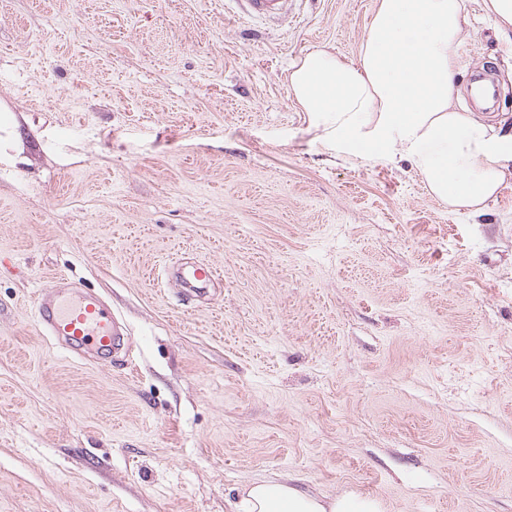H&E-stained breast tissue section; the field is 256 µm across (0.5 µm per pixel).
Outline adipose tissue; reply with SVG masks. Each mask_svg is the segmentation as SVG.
I'll return each mask as SVG.
<instances>
[{
    "instance_id": "ef3b65f1",
    "label": "adipose tissue",
    "mask_w": 512,
    "mask_h": 512,
    "mask_svg": "<svg viewBox=\"0 0 512 512\" xmlns=\"http://www.w3.org/2000/svg\"><path fill=\"white\" fill-rule=\"evenodd\" d=\"M464 0H378L357 63L324 49L292 65L291 90L336 151L407 155L429 193L453 210L482 213L512 175V134L455 103ZM244 512H379L368 499L312 495L288 481L248 488Z\"/></svg>"
}]
</instances>
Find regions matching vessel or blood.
<instances>
[{
  "instance_id": "vessel-or-blood-1",
  "label": "vessel or blood",
  "mask_w": 512,
  "mask_h": 512,
  "mask_svg": "<svg viewBox=\"0 0 512 512\" xmlns=\"http://www.w3.org/2000/svg\"><path fill=\"white\" fill-rule=\"evenodd\" d=\"M293 0H242V12L251 20L279 19L288 15ZM216 277L209 265H195L181 281L188 292L198 293ZM37 329L53 337L72 356L94 353L96 362L109 363L118 346V332L111 310L98 296L81 293L76 282L57 277L33 301Z\"/></svg>"
}]
</instances>
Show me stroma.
I'll return each instance as SVG.
<instances>
[{
    "label": "stroma",
    "instance_id": "stroma-1",
    "mask_svg": "<svg viewBox=\"0 0 512 512\" xmlns=\"http://www.w3.org/2000/svg\"><path fill=\"white\" fill-rule=\"evenodd\" d=\"M378 0H0V512H241L261 479L383 512H512V178L474 216L310 128L293 62ZM512 132V41L465 0ZM212 265L187 301L173 265ZM65 276L111 365L36 329ZM242 13L251 21L259 18L279 19L288 16L293 0H240Z\"/></svg>",
    "mask_w": 512,
    "mask_h": 512
}]
</instances>
